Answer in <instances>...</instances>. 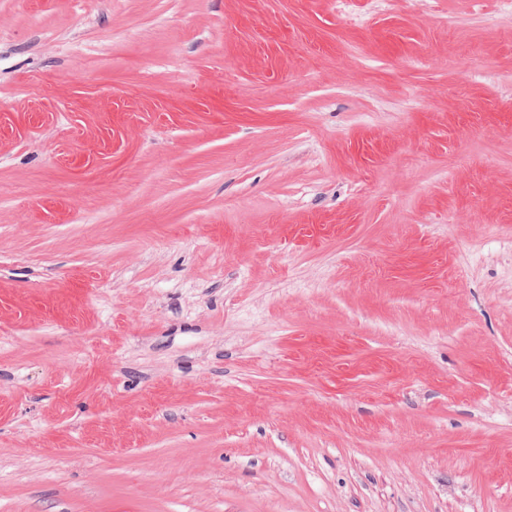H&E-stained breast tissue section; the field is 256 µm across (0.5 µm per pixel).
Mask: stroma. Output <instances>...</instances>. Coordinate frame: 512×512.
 <instances>
[{
    "label": "stroma",
    "instance_id": "35a3bbf8",
    "mask_svg": "<svg viewBox=\"0 0 512 512\" xmlns=\"http://www.w3.org/2000/svg\"><path fill=\"white\" fill-rule=\"evenodd\" d=\"M0 512H512V5L0 0Z\"/></svg>",
    "mask_w": 512,
    "mask_h": 512
}]
</instances>
